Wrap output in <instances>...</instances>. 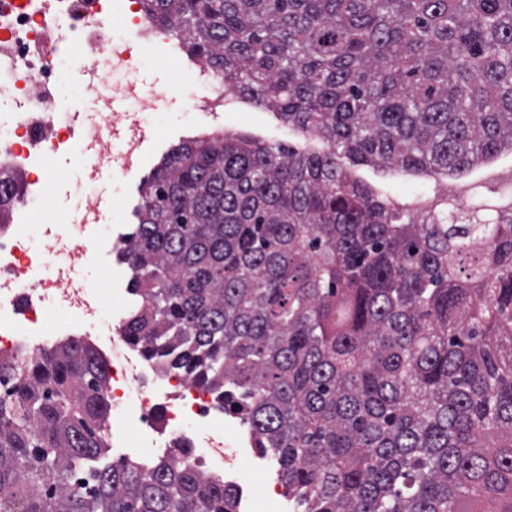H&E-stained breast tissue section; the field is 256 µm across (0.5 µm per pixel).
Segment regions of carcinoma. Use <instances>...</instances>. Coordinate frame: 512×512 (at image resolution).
Returning a JSON list of instances; mask_svg holds the SVG:
<instances>
[{
  "mask_svg": "<svg viewBox=\"0 0 512 512\" xmlns=\"http://www.w3.org/2000/svg\"><path fill=\"white\" fill-rule=\"evenodd\" d=\"M198 63L322 140L183 142L122 259L129 343L272 452L295 512H512V195L401 202L512 151V0H143ZM20 192L0 174V212ZM0 512H240L107 447L101 355L0 361ZM364 177L373 183L385 182L388 191L395 197L403 199H416L428 196L433 188L434 181L431 179L415 178L402 175H388L381 178L372 168L366 167Z\"/></svg>",
  "mask_w": 512,
  "mask_h": 512,
  "instance_id": "cac0c4a2",
  "label": "carcinoma"
}]
</instances>
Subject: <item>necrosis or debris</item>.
<instances>
[{"mask_svg": "<svg viewBox=\"0 0 512 512\" xmlns=\"http://www.w3.org/2000/svg\"><path fill=\"white\" fill-rule=\"evenodd\" d=\"M121 22L124 37L113 33ZM68 30L70 49L95 72L99 84L122 92L137 111L154 108L162 96L145 86L138 71L143 53L181 63L169 26L148 17L141 0H0V171L21 186L6 224L0 225V358L33 359L40 351L33 337L50 339L55 310L67 312L78 329L94 324L103 294L86 284H73L71 270L89 265L109 249L111 237H100L110 217L100 207L96 186L124 179L142 166L144 132L140 123L127 124L121 160L112 156V136L124 116L102 98L94 124L74 130L59 112V81L55 59L60 30ZM190 103L206 123L222 117L233 93L223 76L200 72ZM97 146L91 175L80 187L71 223L63 225L55 245L36 241L34 226L49 190L46 173L63 154H78L81 146ZM106 391L113 414L127 424L150 427L160 423L191 447L204 448L208 458L228 461L224 433L216 429L186 434L188 420L207 421L211 395L179 374H165L160 384H145L157 366L137 359L122 323L106 338Z\"/></svg>", "mask_w": 512, "mask_h": 512, "instance_id": "1", "label": "necrosis or debris"}]
</instances>
